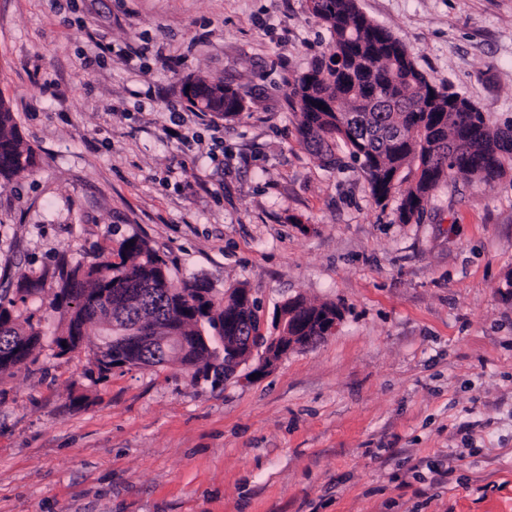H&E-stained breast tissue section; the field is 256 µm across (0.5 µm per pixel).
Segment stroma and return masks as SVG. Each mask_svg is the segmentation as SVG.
<instances>
[{"instance_id":"stroma-1","label":"stroma","mask_w":512,"mask_h":512,"mask_svg":"<svg viewBox=\"0 0 512 512\" xmlns=\"http://www.w3.org/2000/svg\"><path fill=\"white\" fill-rule=\"evenodd\" d=\"M356 4L512 120V0ZM330 49L308 0H0V98L38 157L0 180V282L136 236L264 317L295 296L341 312L249 384L103 378L60 353L41 284L18 312L42 346L0 374V512H512V172L452 174L399 223L346 148L326 168L299 140L290 85ZM198 78L243 112L187 109Z\"/></svg>"}]
</instances>
